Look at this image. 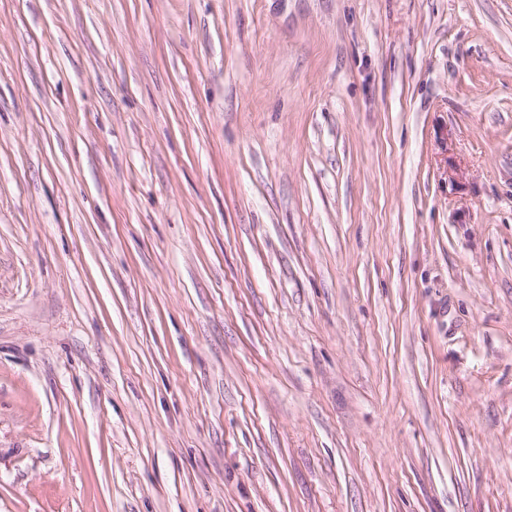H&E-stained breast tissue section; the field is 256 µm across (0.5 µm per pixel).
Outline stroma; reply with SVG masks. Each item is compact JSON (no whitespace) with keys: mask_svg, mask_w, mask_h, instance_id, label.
Instances as JSON below:
<instances>
[{"mask_svg":"<svg viewBox=\"0 0 512 512\" xmlns=\"http://www.w3.org/2000/svg\"><path fill=\"white\" fill-rule=\"evenodd\" d=\"M0 512H512V0H0Z\"/></svg>","mask_w":512,"mask_h":512,"instance_id":"stroma-1","label":"stroma"}]
</instances>
